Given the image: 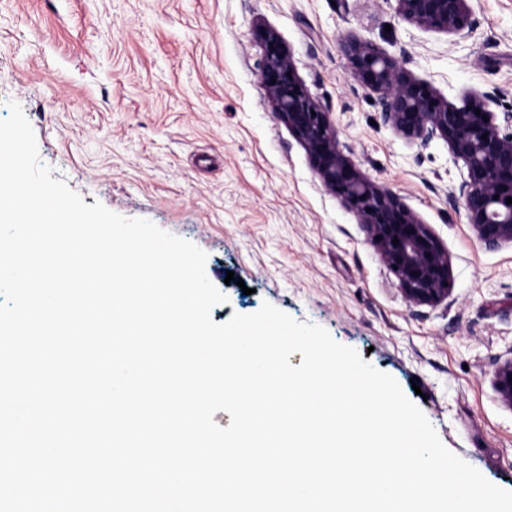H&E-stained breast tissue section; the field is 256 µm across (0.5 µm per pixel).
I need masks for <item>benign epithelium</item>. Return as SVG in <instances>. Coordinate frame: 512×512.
<instances>
[{"instance_id": "7a95c632", "label": "benign epithelium", "mask_w": 512, "mask_h": 512, "mask_svg": "<svg viewBox=\"0 0 512 512\" xmlns=\"http://www.w3.org/2000/svg\"><path fill=\"white\" fill-rule=\"evenodd\" d=\"M404 21L456 40L471 37L478 25L471 0H396ZM259 79L273 112L304 146L326 188L361 220L369 242L393 270L405 299L435 306L451 293L448 249L429 225L391 190L368 178L343 152L330 113L298 77L289 49L278 34L261 33ZM353 79L377 95L382 122L407 142L426 147L443 141L466 173L457 187L468 223L488 248L512 245V128L504 130L491 106L497 93L477 92L457 106L431 84L413 77L397 57L356 36L342 44ZM480 113H475V110ZM398 243H393V240ZM512 358L496 368L492 385L512 408Z\"/></svg>"}]
</instances>
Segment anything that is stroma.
I'll return each instance as SVG.
<instances>
[{"mask_svg": "<svg viewBox=\"0 0 512 512\" xmlns=\"http://www.w3.org/2000/svg\"><path fill=\"white\" fill-rule=\"evenodd\" d=\"M461 43L395 0H0V118L18 102L41 162L85 204L143 218L207 254L227 296L214 322L270 303L391 375L443 444L512 491V246L476 238L452 193L462 164L381 124L352 78L347 34L401 58L449 103L496 92L512 113V0H471ZM289 49L343 150L441 239L452 292L414 306L357 216L315 173L259 79L262 29ZM236 281L225 284L227 274ZM512 358L504 361L496 368L492 385L500 400L512 408Z\"/></svg>", "mask_w": 512, "mask_h": 512, "instance_id": "35a3bbf8", "label": "stroma"}]
</instances>
